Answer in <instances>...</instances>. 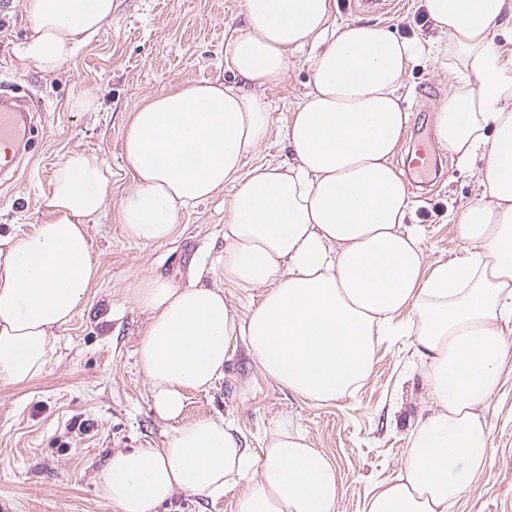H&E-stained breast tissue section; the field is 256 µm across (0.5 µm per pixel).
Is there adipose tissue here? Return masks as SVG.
I'll list each match as a JSON object with an SVG mask.
<instances>
[{"instance_id": "1", "label": "adipose tissue", "mask_w": 512, "mask_h": 512, "mask_svg": "<svg viewBox=\"0 0 512 512\" xmlns=\"http://www.w3.org/2000/svg\"><path fill=\"white\" fill-rule=\"evenodd\" d=\"M452 84L435 112V136L461 166L480 165L486 197L457 215L464 255L429 261L395 156L408 124L398 90L418 48L378 24L334 29L332 0H243L244 21L224 46L254 92L191 82L130 113L123 154L130 200L116 211L125 237L173 236L182 208L232 195L219 257L226 282L260 288L238 314L219 287L174 277L142 279L131 301L147 316L139 362L152 408L173 422L162 447L114 453L98 474L119 512H157L177 494L237 491L236 512H338L333 462L285 417L253 455L232 421L181 422L187 391H205L244 344L261 373L295 395L332 403L370 376L380 337L402 330L425 360L432 407L419 419L398 475L370 491L367 512H448L492 454L482 414L512 356V58L491 38L512 0H424ZM113 0H26L31 32L14 44L22 64L57 72L112 19ZM320 44L312 88L285 137L282 165L247 166L270 133L259 91L281 86L288 52ZM112 172L81 152L57 168L46 218L0 238V381L23 384L53 354L99 278L90 221L106 206Z\"/></svg>"}]
</instances>
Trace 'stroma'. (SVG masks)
I'll list each match as a JSON object with an SVG mask.
<instances>
[{
  "mask_svg": "<svg viewBox=\"0 0 512 512\" xmlns=\"http://www.w3.org/2000/svg\"><path fill=\"white\" fill-rule=\"evenodd\" d=\"M424 13L423 0H406L403 14L371 19L425 48L400 89L409 114L404 145L430 146L442 174L424 192L412 167H405L413 200L408 221L420 228L429 259L452 260L463 254L453 217L462 204L482 197L484 187L479 169L458 166L436 140L433 112L448 90V75ZM243 19V0H113L111 21L47 75L20 66L12 53L29 32L24 0H0V92L32 100L38 110L26 162L0 176V238L23 236L43 221L42 197L69 153L93 154L112 171L107 207L89 224L100 274L86 304L55 331L52 360L41 375L20 385L0 382V512H118L96 488L108 456L161 447L168 425L151 407L139 365L146 317L131 302L141 279L164 274L186 283L200 273L202 283L223 288L241 314L262 299V289L226 286L216 264L229 191L182 210L176 235L162 244L128 240L115 218L133 189L122 151L130 110L186 82L234 83L224 45ZM313 54L308 45L290 52L285 83L264 90L271 132L249 165L290 162L285 130L310 89ZM83 95L95 99V109H71ZM423 373L413 337L386 336L370 378L350 397L324 405L265 378L240 345L214 388L188 393L182 419L233 420L257 451L273 417H292L338 467V512H365L367 491L398 474L413 428L429 413ZM484 416L490 464L448 512H512V359Z\"/></svg>",
  "mask_w": 512,
  "mask_h": 512,
  "instance_id": "obj_1",
  "label": "stroma"
}]
</instances>
